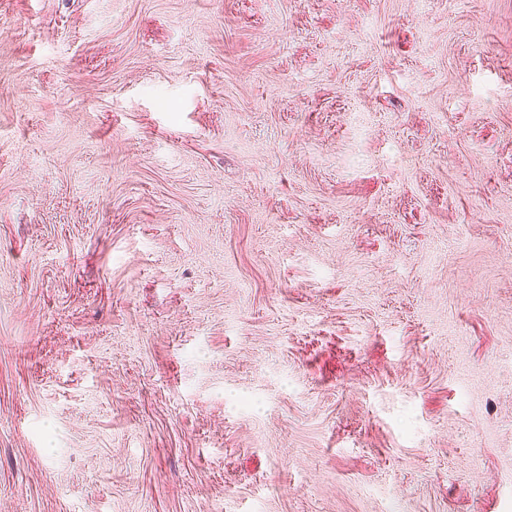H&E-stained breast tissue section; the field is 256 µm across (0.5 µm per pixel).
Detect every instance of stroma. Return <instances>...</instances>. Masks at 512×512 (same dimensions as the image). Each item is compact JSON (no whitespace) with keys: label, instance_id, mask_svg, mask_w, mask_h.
<instances>
[{"label":"stroma","instance_id":"obj_1","mask_svg":"<svg viewBox=\"0 0 512 512\" xmlns=\"http://www.w3.org/2000/svg\"><path fill=\"white\" fill-rule=\"evenodd\" d=\"M0 512H512V0H0Z\"/></svg>","mask_w":512,"mask_h":512}]
</instances>
